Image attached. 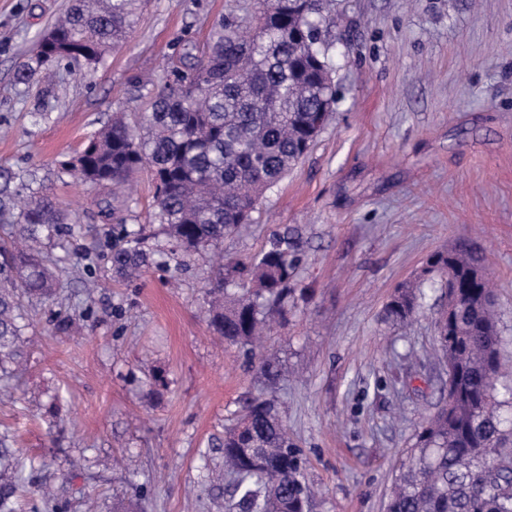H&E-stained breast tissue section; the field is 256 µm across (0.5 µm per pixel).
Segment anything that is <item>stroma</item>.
Returning a JSON list of instances; mask_svg holds the SVG:
<instances>
[{
    "label": "stroma",
    "mask_w": 512,
    "mask_h": 512,
    "mask_svg": "<svg viewBox=\"0 0 512 512\" xmlns=\"http://www.w3.org/2000/svg\"><path fill=\"white\" fill-rule=\"evenodd\" d=\"M233 0H151L122 48L88 70L64 64L29 86L17 65L68 0H0V175L37 180L59 206L79 210L77 252L92 269L59 277L79 333H51L58 306H27L30 356L9 432L34 463L69 487L65 512L85 495L101 512L121 498L140 512H238L219 441L265 387L303 454L309 512H385L405 448L447 399L434 318L444 289L411 324L387 322L395 287L427 257L467 242L495 283L501 384L512 385V0H330L322 39L336 110L309 154L269 189L222 255L176 253L137 279L114 278L102 254L111 189L73 183L60 164L117 112L141 110L135 81L155 79L180 43L203 44ZM127 221L156 242L154 187L129 184ZM291 230L303 250L285 318L262 346L223 347L208 327L218 257H255ZM165 385L149 395L153 377Z\"/></svg>",
    "instance_id": "35a3bbf8"
}]
</instances>
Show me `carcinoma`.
Instances as JSON below:
<instances>
[{
  "instance_id": "carcinoma-1",
  "label": "carcinoma",
  "mask_w": 512,
  "mask_h": 512,
  "mask_svg": "<svg viewBox=\"0 0 512 512\" xmlns=\"http://www.w3.org/2000/svg\"><path fill=\"white\" fill-rule=\"evenodd\" d=\"M235 0L212 27L204 50L190 42L170 58L158 81L139 86L147 108L129 122L113 118L62 173L92 185L117 189L142 171L155 184L154 219L186 253L218 250L224 236L250 222L265 192L309 152L335 111L336 88L322 49L324 0ZM147 0H71L38 38L16 79L39 81L63 61L98 63L123 44L143 15ZM318 24L300 30L301 10ZM14 199L3 189L0 223L16 226L19 244L0 246V398L10 397L11 375L26 361L25 305H63L57 269L48 250L66 249L80 222L78 211L60 210L42 186L22 185ZM129 204L117 197L103 212L112 219L105 259L120 279L141 275L150 265L146 228L128 224ZM302 255L294 233L275 234L250 261L236 260L216 278L208 310L210 326L233 345L258 341L272 306H284ZM455 280L461 305L442 312L436 341L455 375L447 406L419 428L405 449L386 512H512V387L498 388L500 345L495 300L473 249L459 247L428 256L422 279L395 289L386 319L407 324L425 299L424 284ZM0 434V512H17L26 487L65 503L50 484L26 475L24 449ZM225 467L236 477L244 512H299L308 502L301 451L284 423L259 394L224 432Z\"/></svg>"
}]
</instances>
